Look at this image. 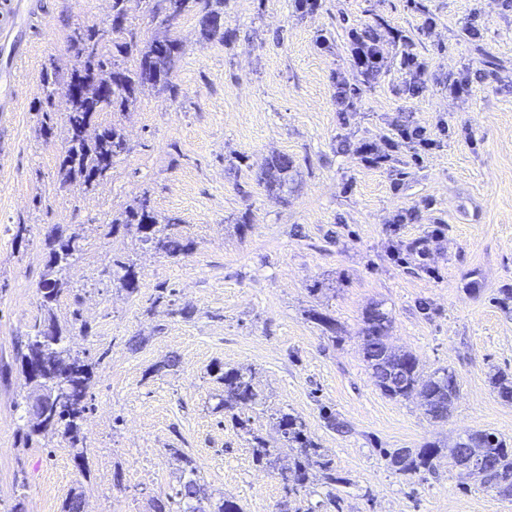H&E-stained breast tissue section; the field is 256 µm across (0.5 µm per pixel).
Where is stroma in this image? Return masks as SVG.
I'll return each mask as SVG.
<instances>
[{"instance_id": "obj_1", "label": "stroma", "mask_w": 512, "mask_h": 512, "mask_svg": "<svg viewBox=\"0 0 512 512\" xmlns=\"http://www.w3.org/2000/svg\"><path fill=\"white\" fill-rule=\"evenodd\" d=\"M14 18L24 48L0 43V512H152L191 458L209 493L243 512H294L277 469L254 463L250 436L276 441L270 419L301 416L341 482L310 477L301 505L325 512H512V497L461 475L446 449L469 430L512 443V8L502 0H224V41L196 12L172 29L184 52L172 89H147L120 121L129 150L94 187L64 183L63 136L41 137L42 75L67 76L68 38L100 26L112 0H28ZM478 38L468 35L469 28ZM374 31L377 77L355 65L352 34ZM414 57L420 71L404 66ZM453 80L469 83L451 94ZM422 126L430 148L401 142ZM388 150L367 165L362 144ZM295 165L283 192L257 183L266 161ZM195 242L187 256L142 246L111 222L141 196ZM248 229H240L242 219ZM26 232H19V225ZM83 251L54 307L93 381L82 421L84 466L58 433L27 440L32 387L20 352L43 318L39 282L51 230ZM131 258L141 288L112 269ZM380 305L390 340L424 371L450 369L459 394L446 420L419 397L393 399L362 353V315ZM335 319L329 333L314 312ZM247 368L264 406H222L217 372ZM345 422L328 429L323 414ZM443 446L433 472L403 474L388 452ZM180 456H173V449Z\"/></svg>"}]
</instances>
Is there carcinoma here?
Wrapping results in <instances>:
<instances>
[{"instance_id": "cac0c4a2", "label": "carcinoma", "mask_w": 512, "mask_h": 512, "mask_svg": "<svg viewBox=\"0 0 512 512\" xmlns=\"http://www.w3.org/2000/svg\"><path fill=\"white\" fill-rule=\"evenodd\" d=\"M126 0H112V34L126 31ZM148 11L154 17H179L198 10L200 34L205 40H224V27L216 26L224 18V0H146ZM117 52L136 55L134 65L123 66L103 52L107 43ZM69 48L78 66L70 72L68 80L58 81L56 72L44 73L43 80L50 87L45 99L46 109L39 128L46 139L56 136L51 109L55 99L65 105L66 150L61 157L59 172L65 183L89 188L104 178L112 169L115 159L128 152L129 147L121 123L98 125L101 112L110 109L123 112L137 101L144 90L170 86V78L178 59L183 54L181 41L169 33L157 36L140 49L131 42L109 41L97 26H77L69 38ZM293 160L286 154L273 156L259 177L265 188L274 191L288 181ZM180 219L175 216L160 218L144 195L136 206L112 220V230L119 227L135 230L137 240L150 245L168 257L190 253L194 242L177 231ZM48 273L40 282L41 307L45 317L35 321L28 332L25 351L21 352L22 370L30 364L42 367L44 384L58 393L47 407L48 423L30 427L27 438L60 432L74 458L82 461L86 453L85 437L81 432V419L87 411V396L92 379V363L87 358L73 355L67 345L68 336L54 317L53 307L62 293V272L81 252L77 239L49 236ZM112 266L122 271L120 282L128 292L140 288L135 264L128 258L112 260ZM391 320L376 306L363 313V355L372 369L376 386L390 398H405L419 392L423 398L425 414L432 420L448 417L458 384L453 372L446 368L433 372L421 369L418 359L410 352L398 351L388 343ZM224 385L222 406L231 410L238 404H255L259 394L252 384V373L244 368H229L218 376ZM280 432L278 444L272 445L258 435L252 436L253 460L258 465H273L283 451H288L291 464L281 475L283 489L288 496L298 498L308 480V469L318 468L321 480L328 485L339 481L332 459L312 438L302 417L283 410L271 414ZM466 440H457L448 449V460L459 466V458L468 447L482 449L485 459L483 484L487 489L504 497H512V448L495 432L472 430L465 433ZM441 451L436 445H427L415 451L397 449L388 453L390 464L401 473L430 472ZM208 494L200 484L195 468L179 482L172 492H164L152 499L153 512H204L201 501Z\"/></svg>"}]
</instances>
